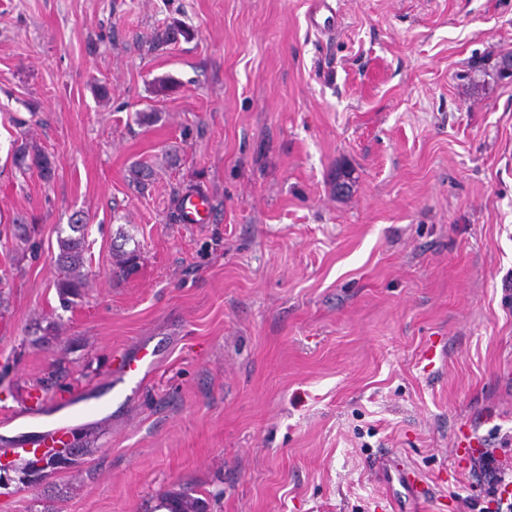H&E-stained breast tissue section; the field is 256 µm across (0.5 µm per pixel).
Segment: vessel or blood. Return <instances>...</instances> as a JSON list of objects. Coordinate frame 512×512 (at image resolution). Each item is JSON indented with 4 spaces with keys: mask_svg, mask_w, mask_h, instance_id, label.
Instances as JSON below:
<instances>
[{
    "mask_svg": "<svg viewBox=\"0 0 512 512\" xmlns=\"http://www.w3.org/2000/svg\"><path fill=\"white\" fill-rule=\"evenodd\" d=\"M307 16L310 28L321 34L333 32L340 25L334 0H310ZM154 364V353L146 350L131 358L118 359L112 370L113 400L127 399L137 386L150 378ZM103 408L101 396L88 390L78 392L68 401L29 395L19 406L0 418V423L14 426L25 444L47 448L59 436L67 433L74 421L92 417ZM376 467L383 484H399L408 498L413 500L426 495L427 484L412 470L398 466L386 457L379 458Z\"/></svg>",
    "mask_w": 512,
    "mask_h": 512,
    "instance_id": "b4317fda",
    "label": "vessel or blood"
}]
</instances>
